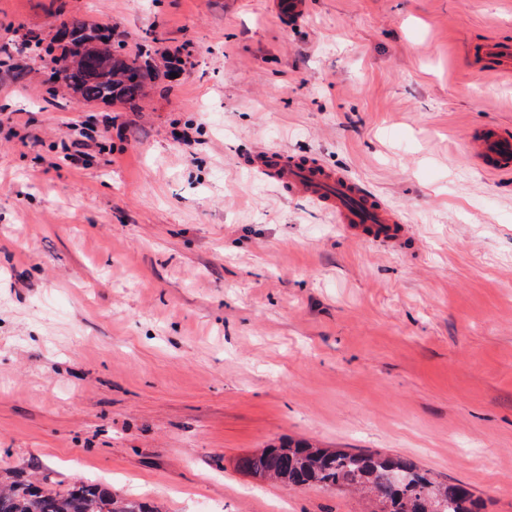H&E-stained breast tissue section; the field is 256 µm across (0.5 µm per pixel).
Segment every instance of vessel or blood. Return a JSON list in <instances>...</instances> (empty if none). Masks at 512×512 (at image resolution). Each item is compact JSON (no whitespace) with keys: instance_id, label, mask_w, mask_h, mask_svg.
<instances>
[{"instance_id":"1","label":"vessel or blood","mask_w":512,"mask_h":512,"mask_svg":"<svg viewBox=\"0 0 512 512\" xmlns=\"http://www.w3.org/2000/svg\"><path fill=\"white\" fill-rule=\"evenodd\" d=\"M468 148L484 170L512 171V135L488 129L473 137ZM257 169L267 178L287 185L291 192L320 202L335 213L339 223L364 237H390L401 230L402 217L381 203L369 188L347 176L302 162L285 163L276 151L264 152Z\"/></svg>"}]
</instances>
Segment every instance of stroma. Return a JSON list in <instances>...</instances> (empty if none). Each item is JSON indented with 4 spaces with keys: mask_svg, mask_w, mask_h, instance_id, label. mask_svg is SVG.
<instances>
[{
    "mask_svg": "<svg viewBox=\"0 0 512 512\" xmlns=\"http://www.w3.org/2000/svg\"><path fill=\"white\" fill-rule=\"evenodd\" d=\"M307 2L0 0V483L372 512L238 468L289 437L410 457L512 512V173L466 149L512 132V77L481 53L512 43V0ZM64 19L151 45L147 95L46 94L29 46ZM267 150L364 183L401 241L257 174Z\"/></svg>",
    "mask_w": 512,
    "mask_h": 512,
    "instance_id": "35a3bbf8",
    "label": "stroma"
}]
</instances>
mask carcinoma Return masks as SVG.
Listing matches in <instances>:
<instances>
[{
  "mask_svg": "<svg viewBox=\"0 0 512 512\" xmlns=\"http://www.w3.org/2000/svg\"><path fill=\"white\" fill-rule=\"evenodd\" d=\"M38 59L57 67L61 80L87 103L119 101L132 104L146 86L160 78L112 48L100 29L86 30L78 21H62L46 46L36 41ZM60 54H55V50ZM247 474L290 488L317 486L358 492L376 503L378 512H477L469 487L440 482L413 460L398 455L352 453L342 448H317L306 442H282L238 460ZM0 512H157L138 499L118 498L96 483L76 481L65 492L45 490L30 480L0 485Z\"/></svg>",
  "mask_w": 512,
  "mask_h": 512,
  "instance_id": "cac0c4a2",
  "label": "carcinoma"
}]
</instances>
